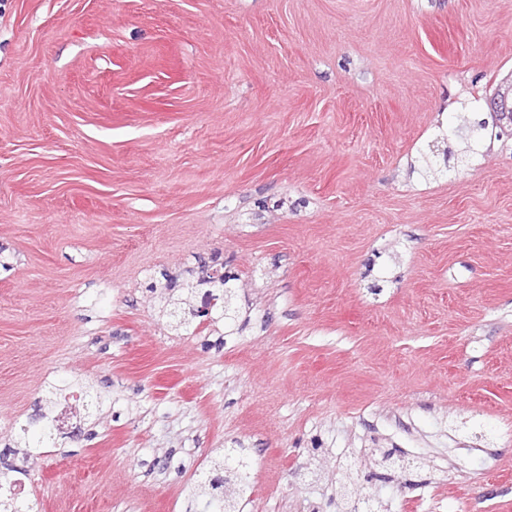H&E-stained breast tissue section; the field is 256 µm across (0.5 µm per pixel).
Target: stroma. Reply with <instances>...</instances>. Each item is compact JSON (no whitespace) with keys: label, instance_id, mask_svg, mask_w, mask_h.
<instances>
[{"label":"stroma","instance_id":"obj_1","mask_svg":"<svg viewBox=\"0 0 512 512\" xmlns=\"http://www.w3.org/2000/svg\"><path fill=\"white\" fill-rule=\"evenodd\" d=\"M511 85L512 0H0V482L215 512L243 448L237 512H512ZM208 277L236 322L170 327ZM43 418L46 419V422L36 436L32 437V446L30 445V441H25V446L29 448H38L44 441L54 439L53 436L55 434V429L57 433L65 434L70 427L71 422L74 419H77L78 415L75 413L72 403L68 400H64L59 403L55 413V420L53 425V419L50 415L45 414L42 415ZM55 426V428H54ZM212 470L221 476H217L215 480H208L203 485H200L202 493H209L215 491L214 498L224 501V511H230L234 508V504L248 492L250 489V480L248 467L243 469V464L236 461L226 454L223 457H218L213 462ZM229 509V510H226Z\"/></svg>","mask_w":512,"mask_h":512}]
</instances>
